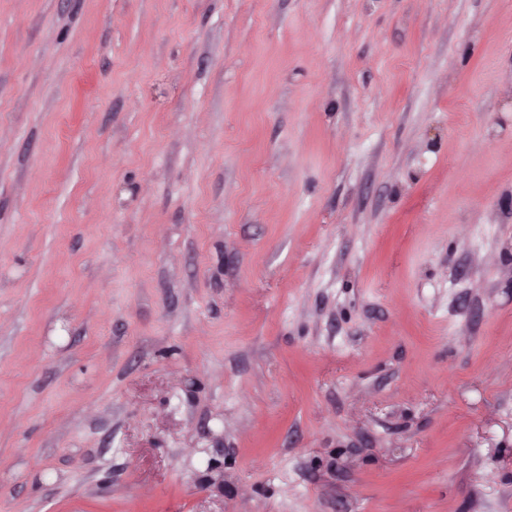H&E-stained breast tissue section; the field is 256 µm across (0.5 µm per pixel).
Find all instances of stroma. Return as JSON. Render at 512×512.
Listing matches in <instances>:
<instances>
[{
  "label": "stroma",
  "instance_id": "stroma-1",
  "mask_svg": "<svg viewBox=\"0 0 512 512\" xmlns=\"http://www.w3.org/2000/svg\"><path fill=\"white\" fill-rule=\"evenodd\" d=\"M0 512H512V0H0Z\"/></svg>",
  "mask_w": 512,
  "mask_h": 512
}]
</instances>
